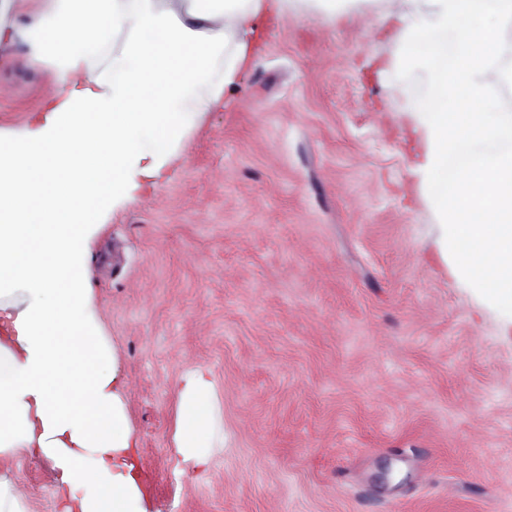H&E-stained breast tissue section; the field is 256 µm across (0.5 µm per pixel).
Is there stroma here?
I'll return each mask as SVG.
<instances>
[{
	"label": "stroma",
	"mask_w": 512,
	"mask_h": 512,
	"mask_svg": "<svg viewBox=\"0 0 512 512\" xmlns=\"http://www.w3.org/2000/svg\"><path fill=\"white\" fill-rule=\"evenodd\" d=\"M380 7L261 22L239 85L91 239L150 512H512V298L454 266L424 134L388 95H426L427 71ZM47 77L7 73L0 137ZM195 365L224 424L199 471L173 443ZM15 475L27 512H60L47 461Z\"/></svg>",
	"instance_id": "35a3bbf8"
}]
</instances>
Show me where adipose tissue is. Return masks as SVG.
Segmentation results:
<instances>
[{
	"mask_svg": "<svg viewBox=\"0 0 512 512\" xmlns=\"http://www.w3.org/2000/svg\"><path fill=\"white\" fill-rule=\"evenodd\" d=\"M281 0H0V63L53 68L42 105L0 140V512H26L24 451L49 460L62 512H146L126 378L100 333L84 258L98 224L155 186L194 115L255 57ZM432 92L412 101L454 262L512 295V0H384ZM456 55H449V44ZM174 446L206 466L220 436L208 369L177 387Z\"/></svg>",
	"mask_w": 512,
	"mask_h": 512,
	"instance_id": "adipose-tissue-1",
	"label": "adipose tissue"
}]
</instances>
